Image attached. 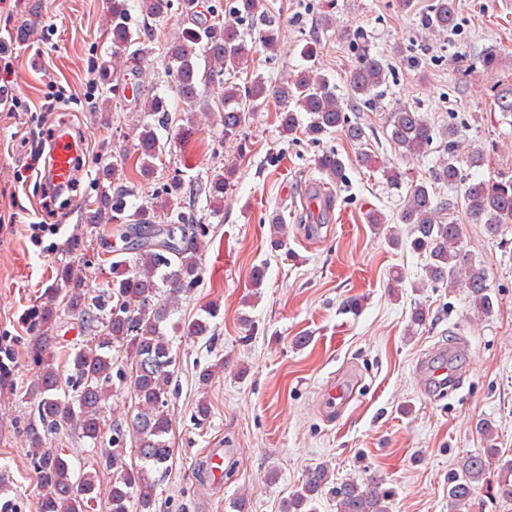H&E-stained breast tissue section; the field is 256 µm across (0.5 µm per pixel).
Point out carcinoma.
I'll return each instance as SVG.
<instances>
[{
  "label": "carcinoma",
  "mask_w": 512,
  "mask_h": 512,
  "mask_svg": "<svg viewBox=\"0 0 512 512\" xmlns=\"http://www.w3.org/2000/svg\"><path fill=\"white\" fill-rule=\"evenodd\" d=\"M170 0H112L107 26L112 34V58L123 65L136 58L142 33L131 24V11L157 22L168 14ZM259 0H235L233 13L252 19ZM184 24L166 40L165 73L175 79L174 92L187 105L199 96V88L209 87L213 100L207 110L221 117L224 141L246 145L244 127L250 115L266 106H274L281 134L301 133L318 142L324 136L341 131L350 142L362 145L367 138L365 126L354 122L349 110L375 111L384 96L389 67L372 50L358 31L345 29L344 37L356 49V60L347 79L348 95L336 93V85L307 67L276 84L261 73L241 84L224 79L241 69L248 55L247 40L234 26L201 17L195 0H183ZM425 30L441 35L458 27L455 0H433L423 20ZM257 37L269 55L279 46V21L268 18ZM205 67H200L199 59ZM141 110L151 121L137 133L139 175L153 178L157 162L167 146L172 117L169 99L158 94L142 98ZM309 114L301 126L298 113ZM458 129H437L427 122L416 107L399 105L386 117L387 137L412 161L425 156L434 141L443 146L442 158L435 163L429 179L416 183L407 192L399 219L410 225V246L426 256L425 273L434 284L464 288L475 307L484 315L492 313L494 302L483 266L463 250L462 225L450 219L454 203L435 196L433 185H459L466 213L485 233L497 237L512 224V180L492 181L464 178L457 166ZM318 171L331 182L344 179V162L330 149L315 159ZM234 174L229 167L223 173L184 183L174 177L155 193L156 205L131 209L128 197L133 188L124 185L123 164L102 165L99 191L89 205L86 220L90 224L125 225L133 241L135 257L112 262L113 276L108 289L91 295L85 291L90 262L75 256L58 272L55 288L37 314L39 333L31 352L41 364L34 384L40 426L32 427L30 440L42 492L38 512H90L96 502L97 475L87 472L74 476L70 461L58 449L44 448V438L59 427L74 424L82 438L97 445L102 435L103 412L112 396V376L129 383L137 412L130 424L112 422V450L106 461L112 467L110 512H152L155 484L148 473L168 467L173 448L169 434L171 422L166 406L175 374L176 354L167 336L174 307L181 295L194 288L201 278L200 252L205 237L204 224L191 209L190 199L209 198L213 208L224 201V189ZM166 223H157V217ZM76 319L85 328L98 330L97 340L81 344L55 355L59 344L53 335L58 312ZM218 315L211 306L191 320L174 324L187 338L213 335L212 320ZM122 347L129 356L127 369H114L117 359L112 349ZM134 438L138 462L127 463V434ZM498 464V492L512 499V459L502 461L497 448L463 458L459 470L448 477V512H465L475 494L476 484L486 478L490 465ZM331 471L326 464L309 470L300 487L282 503V512H309L307 505L330 486ZM332 487V486H330ZM337 512H390L392 491L374 478L346 479L332 487Z\"/></svg>",
  "instance_id": "obj_1"
}]
</instances>
